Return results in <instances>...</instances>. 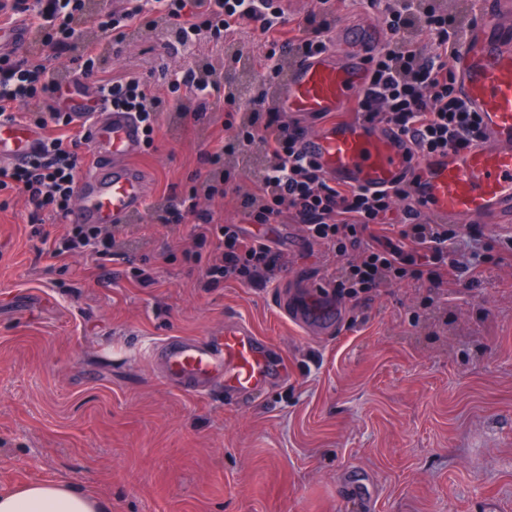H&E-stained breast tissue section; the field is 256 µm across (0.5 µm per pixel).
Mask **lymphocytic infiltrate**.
I'll use <instances>...</instances> for the list:
<instances>
[{
  "label": "lymphocytic infiltrate",
  "mask_w": 512,
  "mask_h": 512,
  "mask_svg": "<svg viewBox=\"0 0 512 512\" xmlns=\"http://www.w3.org/2000/svg\"><path fill=\"white\" fill-rule=\"evenodd\" d=\"M391 34L370 60V82L356 100L355 112L405 137L414 151L427 154L472 147L482 136L478 112L461 97L445 62L463 42L464 24L433 0H385ZM32 20V41L21 53L0 50V117L21 120L43 133V148L25 166L0 163V197L24 195L30 222L42 235L44 217L63 224L50 253L60 258L85 252L110 260L120 242L116 229L71 224L67 218L78 194L83 160L81 139L72 135L71 102L85 98L89 83L113 108L137 113L145 144H153L163 114L179 121L202 120L184 102H164L136 75H108L98 63L104 44L159 26H172L182 41L220 42L237 29L258 30L270 51L265 79L280 78L285 61L297 62L331 48L329 9H319L291 24L280 0H120L119 7L96 16L100 40L81 29L85 0H0V25L20 17ZM428 48H421L420 38ZM72 55L69 74L50 68L48 55ZM175 85L193 96L221 97L234 103L239 90L225 86L215 66L187 65ZM307 116L251 107L226 111L222 135L209 139L187 192L165 195L156 211L160 222L191 227L193 243L183 249L185 263L200 268V287L224 282L249 283L275 273L282 254L260 237L246 236L247 224H302L313 244L336 263L333 284L350 296L391 282L445 280L460 261L451 249L460 225L440 224L411 197L408 184L372 191L327 179L304 152ZM250 150L264 161L251 189L241 185L243 170L235 157ZM235 197L241 224H219L200 210L199 200ZM401 211H394V203Z\"/></svg>",
  "instance_id": "f902f5d3"
}]
</instances>
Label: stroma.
<instances>
[{"label": "stroma", "instance_id": "obj_1", "mask_svg": "<svg viewBox=\"0 0 512 512\" xmlns=\"http://www.w3.org/2000/svg\"><path fill=\"white\" fill-rule=\"evenodd\" d=\"M332 44L348 22L389 39L381 0H331ZM242 66L225 83L251 85L263 38L175 50L157 32L108 45L105 65L160 95L195 58L226 51ZM211 126L163 123L133 160L151 191L112 260L52 257L31 236V207L0 210V490L64 481L107 512H512V230L479 226L454 247L468 270L446 283H392L338 296L333 331L291 320L292 285L327 280L322 249L290 251L301 224H249L283 252L272 278L202 289L199 271L165 265L189 229L158 223L164 193L186 189ZM152 267L143 286L130 267ZM229 320L266 338L284 380L247 401L195 396L162 381L154 347L170 336H216Z\"/></svg>", "mask_w": 512, "mask_h": 512}]
</instances>
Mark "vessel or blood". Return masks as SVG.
I'll return each instance as SVG.
<instances>
[{
  "instance_id": "b4317fda",
  "label": "vessel or blood",
  "mask_w": 512,
  "mask_h": 512,
  "mask_svg": "<svg viewBox=\"0 0 512 512\" xmlns=\"http://www.w3.org/2000/svg\"><path fill=\"white\" fill-rule=\"evenodd\" d=\"M31 40L26 22L0 29V48L23 51ZM346 59L332 53L295 63L273 102L283 111L319 115L341 111L366 88L368 59L381 45L377 31L349 29ZM461 95L479 113L483 141L462 153L409 158L403 137L353 116L325 122L305 135L303 148L327 179L375 190L409 182L415 199L437 222L512 224V0H477L476 18L456 59ZM96 118L86 122L93 163L79 184L72 224H125L142 210L149 181L133 163L143 141L135 113L97 99ZM41 150L37 129L0 119V162L23 165ZM341 310L320 281L298 295L292 318L334 327ZM160 377L189 393H224L248 399L285 372L267 355L264 337L246 323L229 322L218 336H171L157 356Z\"/></svg>"
}]
</instances>
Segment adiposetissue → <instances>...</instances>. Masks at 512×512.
I'll list each match as a JSON object with an SVG mask.
<instances>
[{"label":"adipose tissue","mask_w":512,"mask_h":512,"mask_svg":"<svg viewBox=\"0 0 512 512\" xmlns=\"http://www.w3.org/2000/svg\"><path fill=\"white\" fill-rule=\"evenodd\" d=\"M0 512H106L93 494L62 481H44L0 491Z\"/></svg>","instance_id":"obj_1"}]
</instances>
